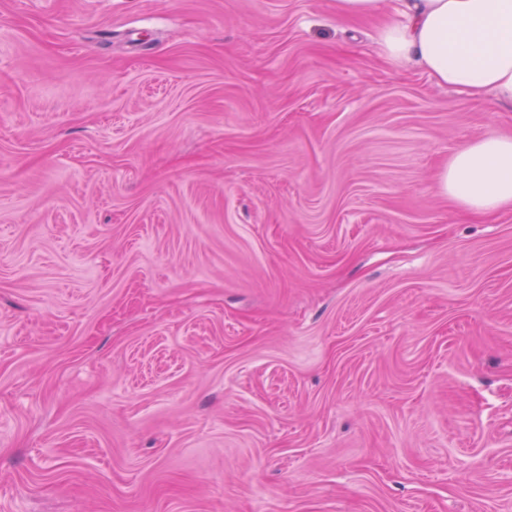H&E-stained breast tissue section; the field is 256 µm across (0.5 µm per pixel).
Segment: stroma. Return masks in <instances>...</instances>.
I'll list each match as a JSON object with an SVG mask.
<instances>
[{
	"instance_id": "1",
	"label": "stroma",
	"mask_w": 512,
	"mask_h": 512,
	"mask_svg": "<svg viewBox=\"0 0 512 512\" xmlns=\"http://www.w3.org/2000/svg\"><path fill=\"white\" fill-rule=\"evenodd\" d=\"M336 0H0V512H512V104ZM439 188L469 212L512 209V137L487 135L457 150L439 175Z\"/></svg>"
}]
</instances>
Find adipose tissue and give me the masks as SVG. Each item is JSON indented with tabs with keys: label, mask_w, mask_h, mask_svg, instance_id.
I'll use <instances>...</instances> for the list:
<instances>
[{
	"label": "adipose tissue",
	"mask_w": 512,
	"mask_h": 512,
	"mask_svg": "<svg viewBox=\"0 0 512 512\" xmlns=\"http://www.w3.org/2000/svg\"><path fill=\"white\" fill-rule=\"evenodd\" d=\"M402 21L382 25L378 44L396 67L436 84L512 103V0H400ZM441 193L463 210L512 209V137L488 135L453 153Z\"/></svg>",
	"instance_id": "adipose-tissue-1"
}]
</instances>
